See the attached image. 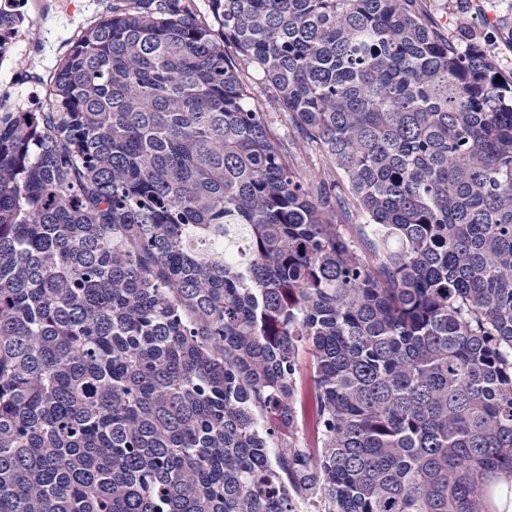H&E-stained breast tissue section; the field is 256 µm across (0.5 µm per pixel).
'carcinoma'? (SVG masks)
Instances as JSON below:
<instances>
[{
	"label": "carcinoma",
	"mask_w": 512,
	"mask_h": 512,
	"mask_svg": "<svg viewBox=\"0 0 512 512\" xmlns=\"http://www.w3.org/2000/svg\"><path fill=\"white\" fill-rule=\"evenodd\" d=\"M97 2L39 111L0 99V512H490L512 75L423 0ZM254 104L257 109L264 112L268 128L276 142L288 147V164L293 171L302 178L318 170L327 174V171L341 181V176L334 169H329L324 158L314 149L296 146L300 141L296 129L288 122V115L276 103H270L257 89Z\"/></svg>",
	"instance_id": "1"
}]
</instances>
